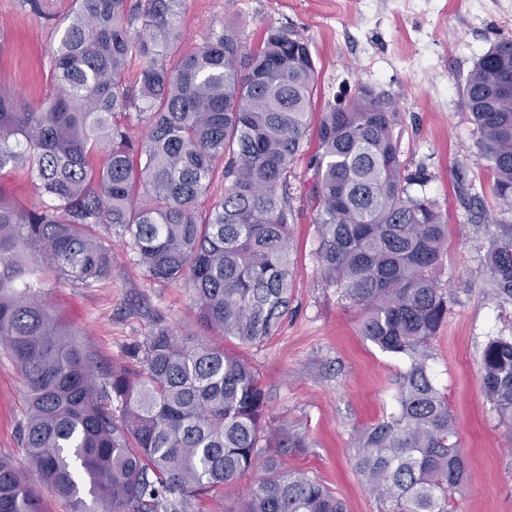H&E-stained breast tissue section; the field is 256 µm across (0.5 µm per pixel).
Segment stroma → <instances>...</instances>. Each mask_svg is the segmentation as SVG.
Returning <instances> with one entry per match:
<instances>
[{
    "instance_id": "stroma-1",
    "label": "stroma",
    "mask_w": 512,
    "mask_h": 512,
    "mask_svg": "<svg viewBox=\"0 0 512 512\" xmlns=\"http://www.w3.org/2000/svg\"><path fill=\"white\" fill-rule=\"evenodd\" d=\"M75 8L73 0H0V90L38 105L52 91L51 47ZM237 22L245 50L268 30L290 27L310 44L316 72V110L346 102L359 86L392 98L407 173H424L422 193L448 220V250L436 271L454 296L448 318L431 346L430 371L448 398L465 458V487L452 512H512V445L500 426L480 376L484 346L512 335V299L493 293L483 255L473 248L484 227L468 222L463 197L490 179L462 86L477 58L499 38L512 36V0H482L475 12L455 0H183L181 53L202 47L211 30ZM429 57L413 65L416 53ZM309 138L290 180L293 288L280 329L266 341L243 346L200 325L185 282L154 280L139 265L128 237L110 233L112 274L91 285L63 284L39 269L40 298L57 320L77 332L98 377L112 369L140 370L130 353L161 325L181 336L224 344L258 374L268 398L267 424L304 435L306 454L288 458L341 498L347 512H384L354 468L356 442L367 427L395 408L402 357L382 351L360 334L361 311L319 273L313 222V170ZM0 195L21 209L40 207L38 188L19 170H0ZM23 378L0 349V457L22 472L30 466L21 446L27 412Z\"/></svg>"
}]
</instances>
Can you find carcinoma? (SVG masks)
<instances>
[{"label":"carcinoma","mask_w":512,"mask_h":512,"mask_svg":"<svg viewBox=\"0 0 512 512\" xmlns=\"http://www.w3.org/2000/svg\"><path fill=\"white\" fill-rule=\"evenodd\" d=\"M75 4L54 45L52 94L33 107L0 91V170H24L46 198L26 210L0 195V345L26 382L22 445L34 480L71 512H186L188 498L260 468L232 512H346L319 479L284 467L309 444L266 433L267 397L244 359L159 327L133 349L143 371L114 368L103 387L77 334L37 293L39 265L62 283L107 277L110 248L92 230L117 228L152 278L189 283L207 328L243 345L273 336L291 299L289 178L316 73L308 41L276 28L246 53L226 23L179 55L180 0ZM463 96L491 196L512 211V37L477 59ZM133 120L145 131L138 143ZM397 122L396 104L364 85L323 109L312 184L319 271L362 309V336L408 359L395 411L358 437V474L387 512H451L465 463L428 365L451 303L433 276L448 224L436 201L411 193L421 177L405 174ZM220 158L224 197L201 213ZM475 247L495 294L512 298V224L488 226ZM481 369L512 436V336L488 340ZM0 512H43L31 480L3 458Z\"/></svg>","instance_id":"cac0c4a2"}]
</instances>
